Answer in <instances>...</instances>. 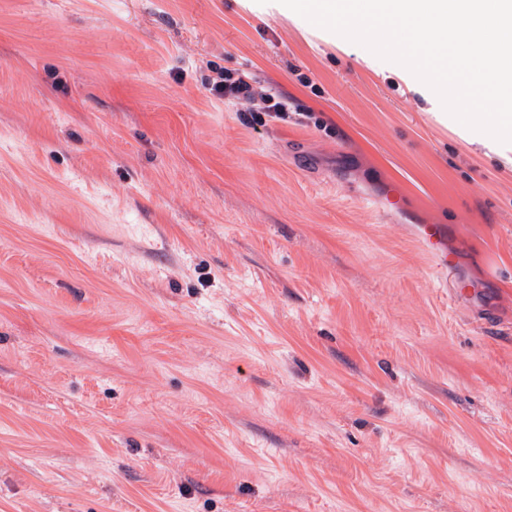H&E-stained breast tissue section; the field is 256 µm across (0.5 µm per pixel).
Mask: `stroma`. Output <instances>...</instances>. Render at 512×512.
I'll list each match as a JSON object with an SVG mask.
<instances>
[{
  "instance_id": "1",
  "label": "stroma",
  "mask_w": 512,
  "mask_h": 512,
  "mask_svg": "<svg viewBox=\"0 0 512 512\" xmlns=\"http://www.w3.org/2000/svg\"><path fill=\"white\" fill-rule=\"evenodd\" d=\"M0 512H512V143L276 0H0ZM251 78L246 73L225 74L218 71L217 77L206 84L208 92L224 103L236 104L242 101L253 104L255 110L250 117L244 116L246 123H265L263 116L283 120L288 116V96L271 87L264 92L254 90ZM442 227L439 224H425L421 226L419 239L427 254L432 259L434 266L443 271H449L454 262L448 252L438 248L441 239Z\"/></svg>"
}]
</instances>
